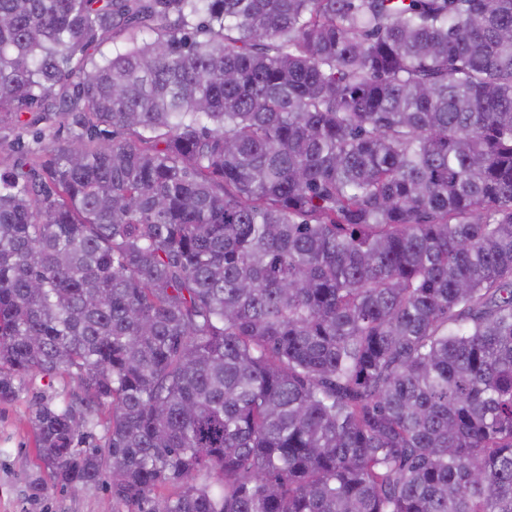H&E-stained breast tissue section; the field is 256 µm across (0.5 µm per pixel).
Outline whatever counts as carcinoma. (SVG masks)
<instances>
[{
    "mask_svg": "<svg viewBox=\"0 0 512 512\" xmlns=\"http://www.w3.org/2000/svg\"><path fill=\"white\" fill-rule=\"evenodd\" d=\"M0 127V403L78 381L58 484L512 512V0H0Z\"/></svg>",
    "mask_w": 512,
    "mask_h": 512,
    "instance_id": "obj_1",
    "label": "carcinoma"
}]
</instances>
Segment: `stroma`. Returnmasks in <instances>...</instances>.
I'll return each instance as SVG.
<instances>
[{
	"label": "stroma",
	"mask_w": 512,
	"mask_h": 512,
	"mask_svg": "<svg viewBox=\"0 0 512 512\" xmlns=\"http://www.w3.org/2000/svg\"><path fill=\"white\" fill-rule=\"evenodd\" d=\"M16 398L0 403V512H112L107 484L72 491L57 484L38 454L36 430L30 420L35 402L77 403L78 382L61 375L53 381L24 380Z\"/></svg>",
	"instance_id": "35a3bbf8"
}]
</instances>
